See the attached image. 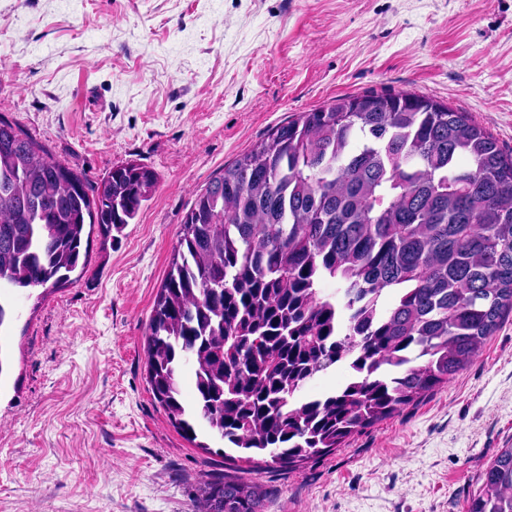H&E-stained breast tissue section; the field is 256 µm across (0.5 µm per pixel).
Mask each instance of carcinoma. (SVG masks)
I'll return each mask as SVG.
<instances>
[{"mask_svg": "<svg viewBox=\"0 0 512 512\" xmlns=\"http://www.w3.org/2000/svg\"><path fill=\"white\" fill-rule=\"evenodd\" d=\"M157 185L137 161L91 183L0 116V280L70 281L87 265L85 226L112 238ZM510 313L512 153L425 96H338L196 195L150 315L147 380L196 447L206 427L237 453L224 458L289 469L448 383ZM339 364L341 386L304 394ZM199 500L201 512H264L258 483L236 476L204 481ZM468 512H512V448Z\"/></svg>", "mask_w": 512, "mask_h": 512, "instance_id": "cac0c4a2", "label": "carcinoma"}]
</instances>
